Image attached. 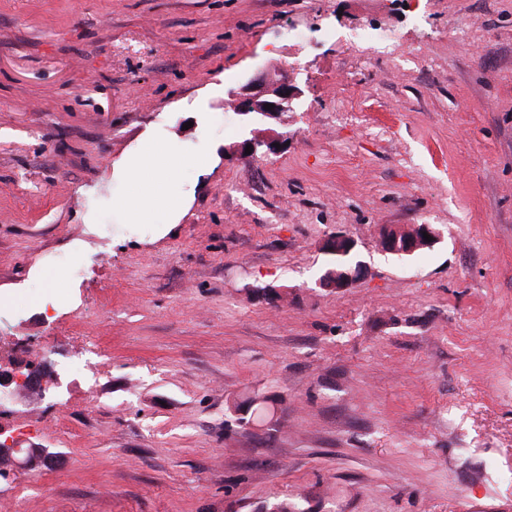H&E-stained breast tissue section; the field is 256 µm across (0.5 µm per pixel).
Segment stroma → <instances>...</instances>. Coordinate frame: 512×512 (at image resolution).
Here are the masks:
<instances>
[{"label":"stroma","instance_id":"stroma-1","mask_svg":"<svg viewBox=\"0 0 512 512\" xmlns=\"http://www.w3.org/2000/svg\"><path fill=\"white\" fill-rule=\"evenodd\" d=\"M370 26L397 50L360 57ZM259 68L305 94L248 129ZM148 137L164 224L115 205ZM398 224L443 237L401 259ZM0 343L58 387L7 423L57 461L0 512H512V0H0ZM253 395L274 417L238 425ZM274 143L280 144V149H277L274 146ZM247 145H250L251 154L245 155V149ZM288 145V138L283 139H260L256 137L247 138L244 141H242L239 145V152L238 155L240 158H255L258 156H270V155H276L278 154L285 146ZM344 244V248L338 250L336 245ZM356 243L354 239L345 235L336 234L328 238L322 246V250L327 255L332 256L327 267L324 270L319 282L322 287L336 288L343 290L348 288L356 281L363 278L367 273V267L364 262H357L355 266H342L336 256H346L355 252Z\"/></svg>","mask_w":512,"mask_h":512}]
</instances>
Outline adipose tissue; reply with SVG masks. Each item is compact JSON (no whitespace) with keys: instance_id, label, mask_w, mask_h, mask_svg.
Here are the masks:
<instances>
[{"instance_id":"1","label":"adipose tissue","mask_w":512,"mask_h":512,"mask_svg":"<svg viewBox=\"0 0 512 512\" xmlns=\"http://www.w3.org/2000/svg\"><path fill=\"white\" fill-rule=\"evenodd\" d=\"M123 167L133 191L117 198V207L131 210L139 221L150 219L156 211L174 208V199L169 195L167 185L175 176L176 169L164 149L154 140H144L137 160L124 162Z\"/></svg>"}]
</instances>
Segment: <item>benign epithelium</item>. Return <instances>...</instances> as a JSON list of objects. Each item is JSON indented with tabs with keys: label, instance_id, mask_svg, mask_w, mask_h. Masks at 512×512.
Masks as SVG:
<instances>
[{
	"label": "benign epithelium",
	"instance_id": "7a95c632",
	"mask_svg": "<svg viewBox=\"0 0 512 512\" xmlns=\"http://www.w3.org/2000/svg\"><path fill=\"white\" fill-rule=\"evenodd\" d=\"M302 89L291 79L285 78L275 82L268 81L264 74L257 73L241 88L228 92L235 104L237 115L249 124L260 123L267 119H276L281 113L293 109L295 102L302 96ZM272 104L274 108L267 109L265 105ZM280 147H275L274 143ZM288 145V139L247 138L239 145L238 155L242 158L270 156L279 153V148ZM251 149L250 155H245V149ZM432 237L426 241L423 234ZM441 233L431 224H412L407 226H389L383 236L379 237L380 248L391 255L411 256L422 249H429L439 243ZM354 239L336 234L328 238L322 246L324 253L332 256L320 278V285L325 288L342 290L363 278L367 273L364 263L354 266L341 265L338 257L346 256L355 251ZM47 463L52 460L53 453L46 448H20L15 439L0 432V459L14 466H26L33 459Z\"/></svg>",
	"mask_w": 512,
	"mask_h": 512
}]
</instances>
